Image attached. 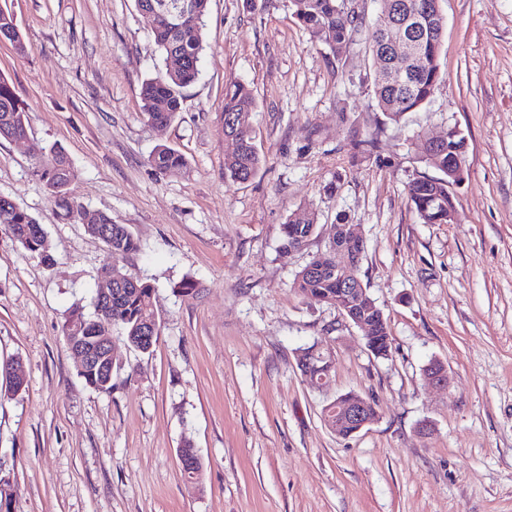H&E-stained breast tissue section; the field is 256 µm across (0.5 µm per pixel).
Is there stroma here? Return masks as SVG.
Segmentation results:
<instances>
[{
  "mask_svg": "<svg viewBox=\"0 0 512 512\" xmlns=\"http://www.w3.org/2000/svg\"><path fill=\"white\" fill-rule=\"evenodd\" d=\"M442 7L445 77L393 125L364 38L339 57L291 0H209L199 74L159 127L140 88L164 62L135 0H0L25 45L0 42V77L29 134L0 141V195L38 220L56 258L46 267L0 228V361L20 359L26 380L0 399L17 512H512V0ZM232 81L255 98L261 164L245 183L224 175ZM452 126L467 141L455 216L424 224L407 187L436 171L416 144ZM361 137L370 154H355ZM162 144L185 156L183 174L151 165ZM51 145L76 170L71 195L138 239L121 265L155 288L158 340L144 353L113 330L108 392L80 377L61 326L73 305L92 308L112 258L36 176L31 149ZM299 210L317 230L285 257ZM333 224L364 239L359 275L388 321V356L292 286ZM186 278L195 297L174 291ZM309 347L330 358L327 390L300 369ZM434 360L446 387L425 379ZM350 392L377 418L343 438L322 409Z\"/></svg>",
  "mask_w": 512,
  "mask_h": 512,
  "instance_id": "35a3bbf8",
  "label": "stroma"
}]
</instances>
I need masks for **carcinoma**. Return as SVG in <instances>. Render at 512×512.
I'll return each mask as SVG.
<instances>
[{
  "instance_id": "cac0c4a2",
  "label": "carcinoma",
  "mask_w": 512,
  "mask_h": 512,
  "mask_svg": "<svg viewBox=\"0 0 512 512\" xmlns=\"http://www.w3.org/2000/svg\"><path fill=\"white\" fill-rule=\"evenodd\" d=\"M209 0H198V12L191 22L175 31L165 24L153 29L155 43L164 55L167 69L155 78L146 80L141 88L142 108L148 119L161 126L171 124L183 104V90L195 81L198 61L203 50L202 27L208 11ZM401 12L417 13L428 24L425 37L413 45L408 57H397L387 53L384 42L385 28L380 23L367 30L365 43L376 63L373 80V96L376 106L391 123L398 124L409 112L424 106L432 97L442 80L441 52L445 34V17L442 0H393ZM295 16L308 31L311 38L325 44L332 53L341 55L361 34L362 21L355 10L346 7L344 0H292ZM255 107V99L245 85L231 82L224 90V134L234 136L238 148L224 157V174L237 182L251 179L259 168L261 158L254 146L252 131L246 121ZM28 130L24 103L7 80L0 77V138L9 140ZM464 136L452 133L448 142L440 149L433 147L432 138L419 141L421 159L437 170V177H422L408 186V195L418 219L424 224L448 223V166L459 149L463 148ZM150 164L165 173L176 175L187 168V160L178 150L161 145L152 154ZM35 172L45 184L55 203L69 215L83 208L69 194V186L76 171L65 155L57 148H50L36 158ZM0 226L15 230L13 240L41 261H55L46 234L36 231L40 227L37 219L11 199L0 196ZM112 230V242L103 240L101 229ZM317 229L313 215L294 212L283 228L281 252L306 244ZM86 231L103 242L112 256V264L102 268L100 277L112 278V320L106 324L107 333L112 328L123 330L130 345L141 350L148 346L139 342L146 323L157 319L154 311L153 286L141 279L133 278L119 266V260L139 250L138 240L124 224L112 223V217L97 212V221L89 224ZM301 295L317 302L331 297V306H336V276L324 271L313 272L304 267L293 283ZM373 324V335L380 341V348L392 347L390 329L379 307L367 314ZM96 315L86 314L76 306L72 308L62 325V333L69 340L84 336ZM86 384L95 390H112V376L98 371L81 374Z\"/></svg>"
}]
</instances>
